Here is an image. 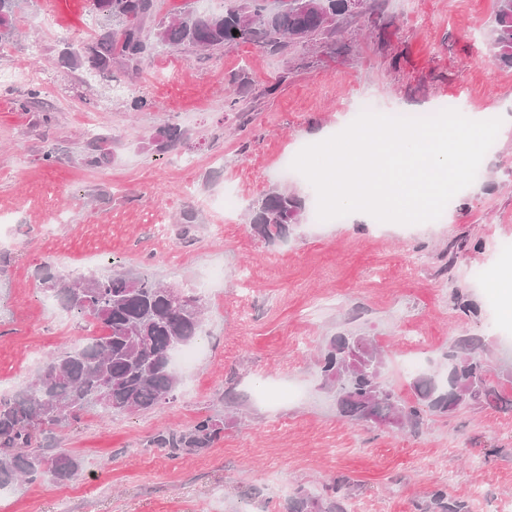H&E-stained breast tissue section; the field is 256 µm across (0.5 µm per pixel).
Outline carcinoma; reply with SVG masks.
Segmentation results:
<instances>
[{"instance_id": "obj_1", "label": "carcinoma", "mask_w": 512, "mask_h": 512, "mask_svg": "<svg viewBox=\"0 0 512 512\" xmlns=\"http://www.w3.org/2000/svg\"><path fill=\"white\" fill-rule=\"evenodd\" d=\"M103 20L93 40L64 52L70 65L112 77L116 59L138 65L149 50L176 47L188 51H216L240 42L275 50L288 43L309 46L336 35L350 17L347 0H281L277 10L266 0H224L217 11L186 9L170 21H160L152 36L143 23L153 15L155 0H92ZM20 0H0V48L18 37ZM486 45L497 59L512 65V0H496ZM180 128L164 130L158 150L181 142ZM107 138H86L78 161L87 167L102 163ZM303 200L277 187L251 206L255 232L268 241L288 234L299 224ZM39 282L64 310L96 323L102 334L77 348H63L49 357L27 386L0 397V489L47 478L56 483L75 479L82 458L66 451L52 453L37 439L42 426L66 427L90 409L106 415L152 410L174 397L180 378L171 364L173 351L195 344L203 333L202 295L195 289L172 288L162 281L127 270L81 274L43 267ZM365 356L352 335L338 334L320 356L323 378L336 394L338 413L358 423H388L393 419L413 430L423 414H446L466 402L495 405L512 411V399L502 395L482 357L479 338L464 339L451 355L445 375L417 371L410 376L415 403L401 401L380 380L382 358L374 346ZM367 357L369 365L344 375L347 363ZM222 423L207 416L187 430L161 434L156 444L173 451L210 448ZM336 496L317 504L305 494L291 499L289 512H347L348 493L335 487ZM431 504L437 512H468L463 501L438 490Z\"/></svg>"}]
</instances>
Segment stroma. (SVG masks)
I'll list each match as a JSON object with an SVG mask.
<instances>
[{
	"label": "stroma",
	"instance_id": "1",
	"mask_svg": "<svg viewBox=\"0 0 512 512\" xmlns=\"http://www.w3.org/2000/svg\"><path fill=\"white\" fill-rule=\"evenodd\" d=\"M494 6L372 0L314 48H163L137 70L113 66L109 80L62 55L98 33L91 0H24L22 35L0 49L1 70L37 75L0 84V255L10 258L0 272V396L95 332L47 304L37 278L47 263L197 289L205 333L174 399L41 431V443L83 459L82 473L0 491V512H289L296 493L322 502L344 478L348 512H430L438 490L469 512H512V412L472 404L425 415L414 431L352 423L319 369L331 336L368 337L384 355V382L409 402L407 358L441 372L460 339L477 337L512 396V303L489 305L470 276L495 265L512 274L497 254L499 241L512 240V129L498 134L481 176L441 223H314V187L281 165L298 143L348 126L365 95L384 115L460 95L465 111L512 116V67L483 46ZM33 84L42 100L22 110ZM140 96L149 109L133 110ZM90 121L109 138L95 168L77 162ZM170 124L185 138L157 151ZM50 144L59 161L48 166L40 156ZM275 186L301 197L306 212L271 243L246 215ZM216 265L219 282L208 278ZM205 416L224 426L211 448L175 455L157 446L159 434Z\"/></svg>",
	"mask_w": 512,
	"mask_h": 512
}]
</instances>
